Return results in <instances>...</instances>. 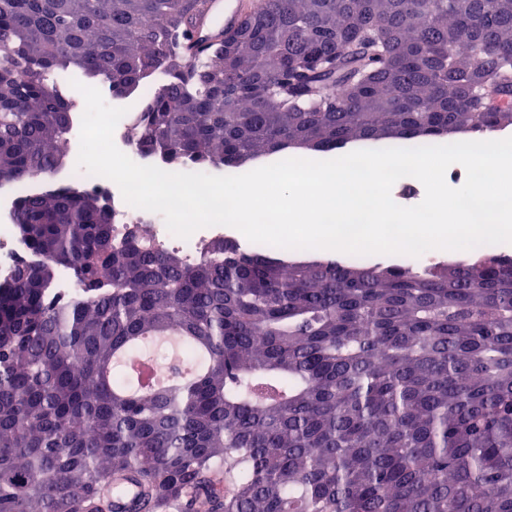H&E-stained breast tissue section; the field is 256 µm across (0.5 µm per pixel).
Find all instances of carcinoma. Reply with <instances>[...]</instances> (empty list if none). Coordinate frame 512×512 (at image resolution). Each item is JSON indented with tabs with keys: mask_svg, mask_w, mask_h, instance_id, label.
Masks as SVG:
<instances>
[{
	"mask_svg": "<svg viewBox=\"0 0 512 512\" xmlns=\"http://www.w3.org/2000/svg\"><path fill=\"white\" fill-rule=\"evenodd\" d=\"M203 0H0V185L62 165L76 68L171 168L295 147L427 146L512 124V0H266L209 44ZM0 281V512H512V257L291 263L219 240L187 264L107 200L20 196ZM65 266L76 296L55 292ZM184 365L156 391L124 350Z\"/></svg>",
	"mask_w": 512,
	"mask_h": 512,
	"instance_id": "1",
	"label": "carcinoma"
}]
</instances>
